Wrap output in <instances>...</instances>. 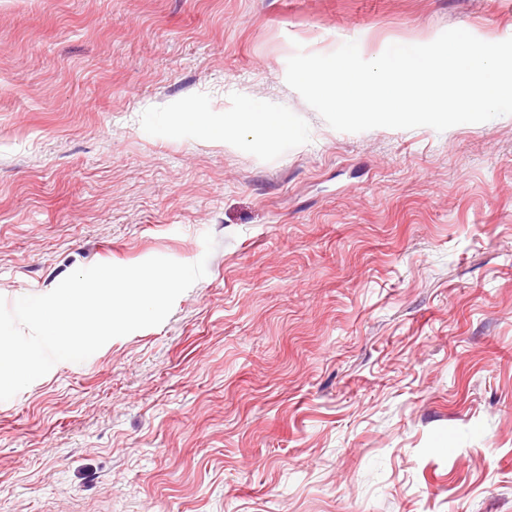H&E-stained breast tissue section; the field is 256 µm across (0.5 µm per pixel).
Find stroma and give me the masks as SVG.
<instances>
[{
  "instance_id": "stroma-1",
  "label": "stroma",
  "mask_w": 512,
  "mask_h": 512,
  "mask_svg": "<svg viewBox=\"0 0 512 512\" xmlns=\"http://www.w3.org/2000/svg\"><path fill=\"white\" fill-rule=\"evenodd\" d=\"M453 28L512 0H0V296L207 261L0 402V512H512V115L340 132L285 80ZM246 127L259 133L263 139L281 140L291 134L288 117L281 112H230L224 115L220 134L227 130Z\"/></svg>"
}]
</instances>
